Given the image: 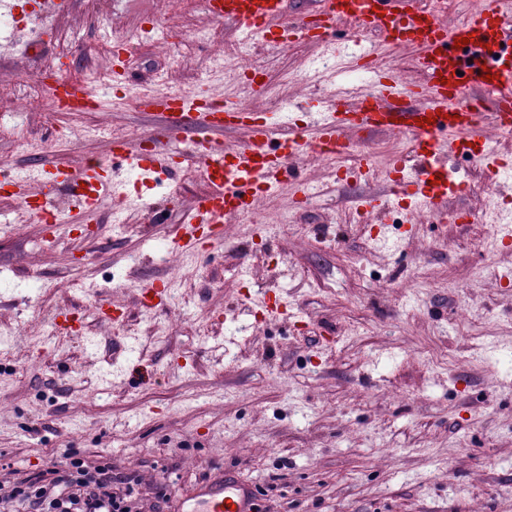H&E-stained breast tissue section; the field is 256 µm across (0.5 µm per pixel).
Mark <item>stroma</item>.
Masks as SVG:
<instances>
[{"instance_id":"1","label":"stroma","mask_w":512,"mask_h":512,"mask_svg":"<svg viewBox=\"0 0 512 512\" xmlns=\"http://www.w3.org/2000/svg\"><path fill=\"white\" fill-rule=\"evenodd\" d=\"M159 0H73L38 56H0V103L26 109L40 73L70 78L108 67L100 47L131 33L127 68L144 85L206 92L213 60L233 26L204 0L148 30ZM205 30L187 45L168 30ZM349 51L260 46L241 69L263 87L226 83L224 97L266 112L275 92L287 111L333 99ZM152 120L128 100L100 112H63L46 133L0 113V170L53 171L108 159L114 138L146 137ZM341 166L295 167L316 187L296 205L291 185L224 227L206 258L168 252L179 214L108 203L58 244L21 200L0 191V484L45 469L72 451L93 465L136 473L144 501L167 486L168 512L201 482L228 475L255 487L257 512H512V248L492 251L489 224H417L396 207L387 223L358 221V198L387 193L383 172L408 148L388 132L352 134ZM373 170L342 180L358 153ZM203 164L132 188L166 203L213 192ZM192 273L169 309L139 313L136 288ZM288 302L267 319L250 311L258 291ZM126 306L109 327L95 306ZM84 307L83 333L54 326L56 310Z\"/></svg>"}]
</instances>
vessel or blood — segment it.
<instances>
[{
	"label": "vessel or blood",
	"instance_id": "1",
	"mask_svg": "<svg viewBox=\"0 0 512 512\" xmlns=\"http://www.w3.org/2000/svg\"><path fill=\"white\" fill-rule=\"evenodd\" d=\"M507 0H480L479 8L465 20L449 25L430 11L422 0H325L323 9L287 13L286 0H205L214 19L233 25L276 49L285 37L318 47L335 46L337 31L359 46L354 62L371 73L366 92H336V107L324 113L318 136L289 124L279 129L250 110L222 103L218 94L200 97L193 92L154 88L137 93L121 53L112 56L113 91L137 94L138 108L153 116L154 131L138 142L114 139L112 159L85 160L78 170H56L30 184L27 177L12 181L17 195L27 199L31 217L57 232L62 215L100 213L106 192L117 191L114 167L143 176L169 174L177 155L172 143L194 128L198 139L189 150L204 161V174L219 192L180 202L184 219L181 233L172 239V252L198 256L211 253L224 242V225L241 218L257 198L274 194L284 180H292L296 192L309 198L307 181L297 175L294 160L327 145L346 151L353 132L362 129L396 132L410 145L409 155L393 163L399 177L387 194L367 195L359 205L365 213L384 218L393 202L411 198L416 210L431 215L448 213V200L459 185L447 179L448 161L465 157L487 170L502 161L488 144L485 130L496 126L512 133V9ZM412 54L419 83L404 81L394 70L372 61L374 50L367 37ZM52 93L66 112H92L102 108V92L90 87L56 83ZM242 129L244 143L235 150L224 148L221 135ZM64 196L65 207L55 203ZM137 291L144 310L169 307L170 284L141 283ZM254 491L248 484L226 477L199 485L185 499L179 512H253Z\"/></svg>",
	"mask_w": 512,
	"mask_h": 512
}]
</instances>
